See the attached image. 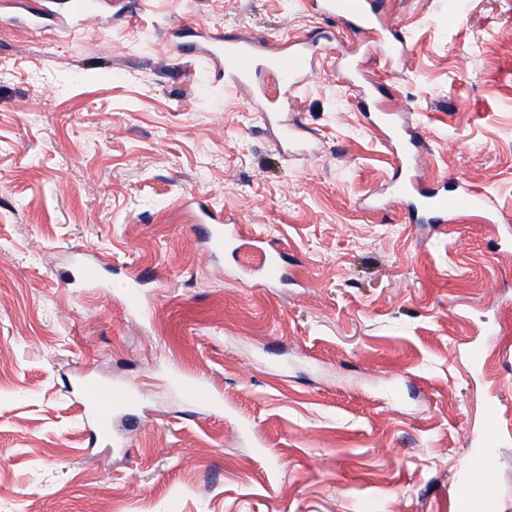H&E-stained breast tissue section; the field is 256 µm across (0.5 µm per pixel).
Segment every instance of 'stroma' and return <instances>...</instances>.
Returning a JSON list of instances; mask_svg holds the SVG:
<instances>
[{"instance_id": "35a3bbf8", "label": "stroma", "mask_w": 512, "mask_h": 512, "mask_svg": "<svg viewBox=\"0 0 512 512\" xmlns=\"http://www.w3.org/2000/svg\"><path fill=\"white\" fill-rule=\"evenodd\" d=\"M451 3L387 0L407 51L369 64L426 138L419 174L498 215L441 233L373 209L396 157L337 73L349 32L304 0H152L75 39L0 27V512H453L484 415L512 425V0ZM187 21L319 40L290 107L312 155L205 81L165 37ZM192 196L278 249L287 281H245L250 250L209 256ZM81 257L97 286L68 283ZM88 382L135 392L110 439ZM491 454L512 512V435Z\"/></svg>"}]
</instances>
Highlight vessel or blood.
I'll list each match as a JSON object with an SVG mask.
<instances>
[{"instance_id":"vessel-or-blood-1","label":"vessel or blood","mask_w":512,"mask_h":512,"mask_svg":"<svg viewBox=\"0 0 512 512\" xmlns=\"http://www.w3.org/2000/svg\"><path fill=\"white\" fill-rule=\"evenodd\" d=\"M308 6L319 15L340 21L356 39L370 38L379 42L387 59L403 56L406 42L397 33L380 0H308ZM91 22L103 26L107 19L92 10L89 0H69L63 13L43 4L19 15H0V25L23 24L37 32L52 28L75 32ZM197 36L207 74L247 91L261 121L275 130L278 147L285 151H304L303 128L289 119L287 96L312 78L316 43L300 37L289 38L280 47L263 51L253 39L227 41L220 33L205 30L198 31ZM357 104L362 112L372 115L374 124L388 136L402 134L394 113L379 109L375 103L372 87L358 85ZM413 161L411 149H404L389 184L390 198L404 206L410 223L443 227L453 223L458 213L486 209L488 201L483 191L457 180L440 186L427 185L415 174ZM199 210L203 238L211 252H220L242 242L239 224L221 221L208 205H200ZM257 272L267 282L283 280L285 267L280 253L263 252ZM133 399V391L126 387L86 386L84 408L93 420L95 434L110 437L112 411L131 404ZM505 434L500 418L487 413L479 433L481 447H494ZM491 470L490 456L476 457L459 484L456 512H493Z\"/></svg>"}]
</instances>
